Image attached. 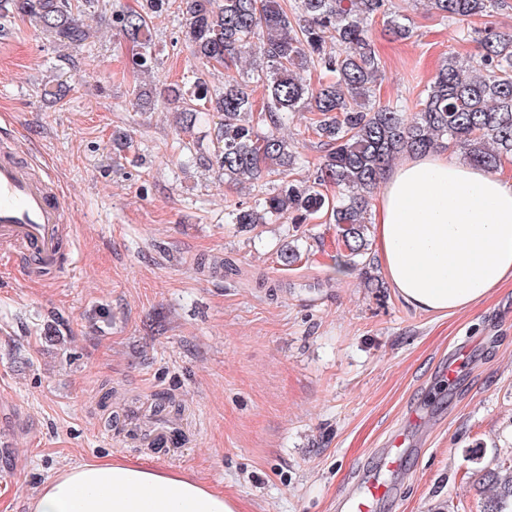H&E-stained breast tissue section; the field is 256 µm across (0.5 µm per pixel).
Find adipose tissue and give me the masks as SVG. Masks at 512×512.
Masks as SVG:
<instances>
[{
    "instance_id": "adipose-tissue-1",
    "label": "adipose tissue",
    "mask_w": 512,
    "mask_h": 512,
    "mask_svg": "<svg viewBox=\"0 0 512 512\" xmlns=\"http://www.w3.org/2000/svg\"><path fill=\"white\" fill-rule=\"evenodd\" d=\"M374 206L376 251L409 307L454 314L512 280V174L456 153L385 168ZM33 512H243L239 500L138 456L84 463L47 480Z\"/></svg>"
}]
</instances>
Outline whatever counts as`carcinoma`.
I'll return each mask as SVG.
<instances>
[{
	"instance_id": "carcinoma-1",
	"label": "carcinoma",
	"mask_w": 512,
	"mask_h": 512,
	"mask_svg": "<svg viewBox=\"0 0 512 512\" xmlns=\"http://www.w3.org/2000/svg\"><path fill=\"white\" fill-rule=\"evenodd\" d=\"M504 0H430L446 20L488 16ZM101 0H0V17L22 15L74 47L89 30L75 18L94 12ZM181 15V33L194 55L229 70L243 59L250 70L227 73L224 87L211 91L196 79L193 88L170 89L179 103V127L194 128L198 114L221 115L216 161L224 182L246 179L258 188L254 202L232 209L234 224L255 228L283 218L301 224L324 215L338 227L348 257L364 254L369 193L388 163L400 154L456 148L476 165L496 172L512 157V36L486 32L479 54L446 58L419 110L411 116L377 99L379 58L368 27L382 18L398 39L412 30L393 11L391 0H147L146 7L112 12V26L139 48L132 68L146 73L158 61L153 19ZM319 75L313 85L301 73ZM265 89L256 105L248 83ZM310 112L307 130L327 148L310 181L291 178L301 158L281 130L296 112ZM338 190L330 198L322 189ZM493 489L484 512H505L512 503V470L488 471Z\"/></svg>"
}]
</instances>
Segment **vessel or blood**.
<instances>
[{"label":"vessel or blood","mask_w":512,"mask_h":512,"mask_svg":"<svg viewBox=\"0 0 512 512\" xmlns=\"http://www.w3.org/2000/svg\"><path fill=\"white\" fill-rule=\"evenodd\" d=\"M67 204L57 179L35 163L0 149V251L18 264L53 265ZM391 490L379 474H365L342 502L346 512H374Z\"/></svg>","instance_id":"1"}]
</instances>
